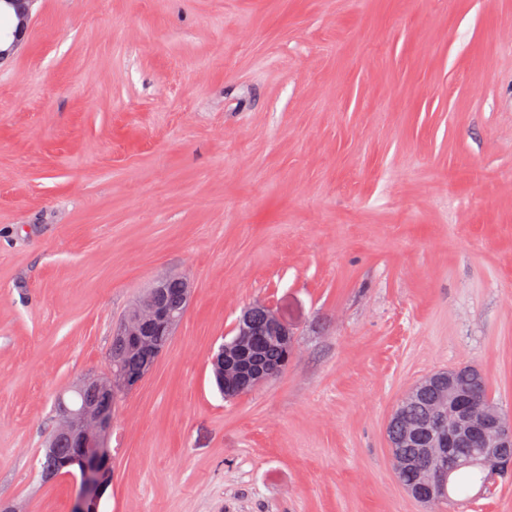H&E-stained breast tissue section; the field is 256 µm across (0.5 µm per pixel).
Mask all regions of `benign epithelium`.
Listing matches in <instances>:
<instances>
[{"mask_svg":"<svg viewBox=\"0 0 512 512\" xmlns=\"http://www.w3.org/2000/svg\"><path fill=\"white\" fill-rule=\"evenodd\" d=\"M38 0H0V17L10 23L9 31L0 36V64L9 60L25 42ZM166 279L154 286L147 302L137 306L122 321L117 335L125 343L126 352L136 354L156 347L154 337L170 336L181 321V315L167 304ZM261 316L255 321L254 316ZM233 341L221 344L212 358L224 396L227 398L251 392L276 378L282 369L261 361L259 350L269 341L290 345L292 332L274 309L264 303L248 307V312L236 322ZM80 385L101 391L107 399L116 400L134 389L140 380L124 375L121 368L112 366L105 378L88 375ZM432 393L431 411L422 418L411 416L405 408H395L387 422V430L397 435L389 440L391 459L396 475L414 467L413 460L394 451L397 444H424L422 458L427 464L418 468L419 483L405 487L416 500L427 503L447 495L451 474L458 468L453 449L470 443L480 449L481 456L472 464L492 482L512 469V418L487 402L477 400L455 381V371L433 373L411 388L407 399L416 400ZM61 423L51 439H65L85 451L78 477L80 491L72 512H97L107 474L97 463V449L104 447L112 428V415L98 409L69 407L59 403Z\"/></svg>","mask_w":512,"mask_h":512,"instance_id":"obj_1","label":"benign epithelium"}]
</instances>
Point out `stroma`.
I'll list each match as a JSON object with an SVG mask.
<instances>
[{"instance_id":"obj_1","label":"stroma","mask_w":512,"mask_h":512,"mask_svg":"<svg viewBox=\"0 0 512 512\" xmlns=\"http://www.w3.org/2000/svg\"><path fill=\"white\" fill-rule=\"evenodd\" d=\"M167 274L100 512H450L386 423L464 364L512 414V0H37L0 67V500L71 512L54 402ZM258 301L288 367L227 399Z\"/></svg>"}]
</instances>
